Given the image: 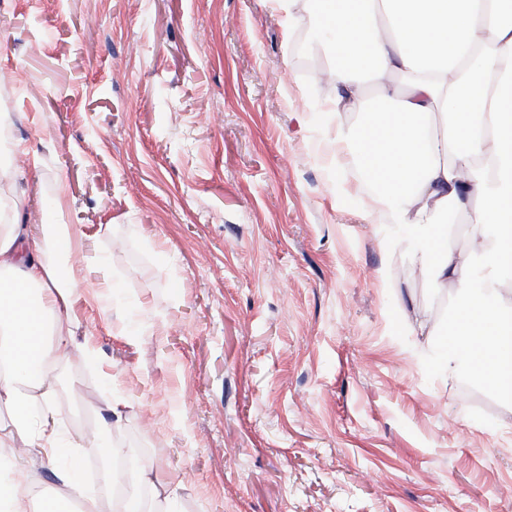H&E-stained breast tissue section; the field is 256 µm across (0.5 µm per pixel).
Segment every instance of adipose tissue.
<instances>
[{"instance_id":"adipose-tissue-1","label":"adipose tissue","mask_w":512,"mask_h":512,"mask_svg":"<svg viewBox=\"0 0 512 512\" xmlns=\"http://www.w3.org/2000/svg\"><path fill=\"white\" fill-rule=\"evenodd\" d=\"M315 15L333 11L330 45L336 65V103L368 109L361 74L379 80L387 109L370 112L376 138L360 127L339 129L351 154L372 157L370 177L385 188L393 221L411 228L415 261L443 283L471 275L487 260L473 295L455 308L453 329L433 360L454 373L468 354L483 383L512 397V0H307ZM403 73L405 89L385 84ZM481 203L470 236L478 250L448 245L439 218L449 204ZM23 196L7 199L0 226V400L13 410L12 433L27 448L62 458L66 469L46 505L25 483L0 480L5 512H100L97 496L77 477L82 441L64 439L51 404L54 366L72 342V291L81 273L77 236L63 225L24 224ZM178 481L139 469L113 512H170Z\"/></svg>"}]
</instances>
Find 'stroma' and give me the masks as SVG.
I'll return each instance as SVG.
<instances>
[{"instance_id":"stroma-1","label":"stroma","mask_w":512,"mask_h":512,"mask_svg":"<svg viewBox=\"0 0 512 512\" xmlns=\"http://www.w3.org/2000/svg\"><path fill=\"white\" fill-rule=\"evenodd\" d=\"M315 24L304 0H0V114L42 159L0 194L69 225L118 293H75L61 431L94 407L182 477L173 512H512V403L484 423L427 362L460 287L389 249L410 229L336 152L363 115L320 84ZM56 468L0 462L39 500Z\"/></svg>"}]
</instances>
